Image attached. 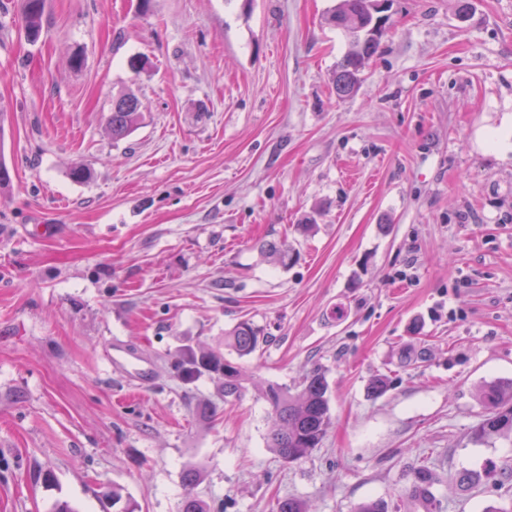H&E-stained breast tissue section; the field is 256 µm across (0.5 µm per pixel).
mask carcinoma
Wrapping results in <instances>:
<instances>
[{
    "instance_id": "1",
    "label": "carcinoma",
    "mask_w": 512,
    "mask_h": 512,
    "mask_svg": "<svg viewBox=\"0 0 512 512\" xmlns=\"http://www.w3.org/2000/svg\"><path fill=\"white\" fill-rule=\"evenodd\" d=\"M43 13L44 0H23L22 28L30 42L41 36ZM328 21L352 36L356 46L336 66V93L347 96L358 86L365 61L376 54L391 18L378 15L374 0H339ZM141 109L142 103L134 96H122L112 103L108 122L113 139H124L136 128L142 117ZM263 342L261 329L247 320L224 333V348L239 359L256 353ZM174 368L178 378L187 383L204 375L218 380L226 401L239 399L246 392L240 365L219 351L187 349L179 356ZM257 390L271 408L267 447L285 463L310 456L333 425L325 375L318 369L310 371L294 393L288 386L275 382H262L257 385ZM483 402L486 413L471 430V439L480 442L512 435V383L486 386ZM455 480L464 492L488 481L503 486L512 482V470L491 466L480 472H460ZM434 484L432 473L423 466L414 473L412 494L423 503L432 504L436 501L432 491Z\"/></svg>"
}]
</instances>
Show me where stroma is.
Masks as SVG:
<instances>
[{
    "instance_id": "obj_1",
    "label": "stroma",
    "mask_w": 512,
    "mask_h": 512,
    "mask_svg": "<svg viewBox=\"0 0 512 512\" xmlns=\"http://www.w3.org/2000/svg\"><path fill=\"white\" fill-rule=\"evenodd\" d=\"M336 3L46 0L31 43L0 0V512H120L114 486L180 512L191 468L210 512H422V466L434 512L512 505L452 480L512 467V440L470 439L483 386L512 382V0H392L342 98ZM123 93L144 117L116 141ZM244 320L266 338L247 376H326L304 460L268 448L255 390L172 373ZM115 338L150 381L108 361ZM435 481V478L427 467L423 466L419 468L414 473L412 494L424 504H433L436 501L432 491Z\"/></svg>"
}]
</instances>
